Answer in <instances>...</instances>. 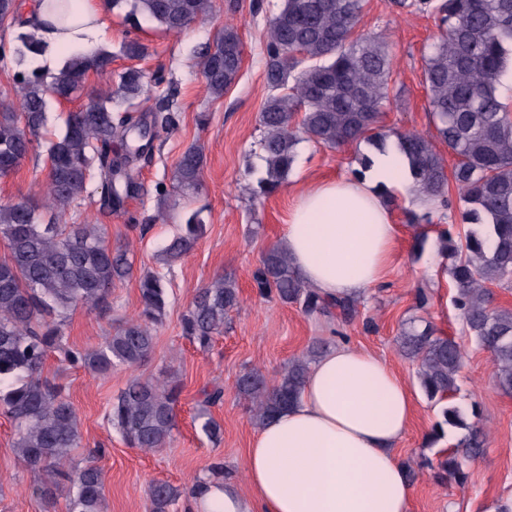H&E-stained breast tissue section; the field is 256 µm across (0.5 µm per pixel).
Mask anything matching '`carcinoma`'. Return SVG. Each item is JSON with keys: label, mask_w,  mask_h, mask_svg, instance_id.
<instances>
[{"label": "carcinoma", "mask_w": 512, "mask_h": 512, "mask_svg": "<svg viewBox=\"0 0 512 512\" xmlns=\"http://www.w3.org/2000/svg\"><path fill=\"white\" fill-rule=\"evenodd\" d=\"M110 8L141 12L169 32H180L208 15L211 0H107ZM406 13L434 16L440 40L424 57V81L435 134L399 128L384 129L382 114L392 103L391 57L381 34L353 37L364 0H281L269 19L265 81L268 96L260 113V149L266 176L253 195L276 193L304 138L329 149L366 143L384 147L388 140L404 155L413 193L430 201L448 202L454 186L461 223L470 225L461 241L448 230L440 234L441 252L455 290L453 306L463 333L492 355L498 386L512 392V309L491 305L489 288L512 282V116L501 101L498 81L512 57V0H392ZM30 31L18 37L12 53L24 59L40 52L34 30L36 15L20 21ZM241 39L236 26L224 25L215 44L203 53L201 67L211 95L221 97L241 70ZM112 72V54L102 50L76 54L52 73L50 81L38 70L21 74L19 111L0 101V178L15 173L46 125V92L70 99L85 87L89 72ZM163 79L150 80L138 68L120 75L117 98L96 94L79 111L68 113L63 132L49 140L48 183L42 202L0 204V240L9 251L0 261V410L14 422L15 454L21 465L39 476L36 491L54 503L67 498V512H106L104 477L92 458L80 465L71 460L81 435L77 414L65 388L42 377L51 351L104 376L118 365L135 366L150 357L155 333L168 306L166 274L156 270L139 277V311L98 347L74 351L67 346L63 321L78 306L110 307L112 286L133 275L128 246H112L100 224H63L60 217L85 192L92 167L104 182L102 205L119 209L140 191L133 156L152 152L160 133L174 129L178 113L170 110L178 95ZM157 93L160 112H139L135 101ZM457 161L448 168L436 143ZM206 156L200 145L180 156L172 190L159 188L157 203L170 193L194 195L202 189ZM205 229L200 212L191 213L161 251L170 267L187 256ZM261 297L297 305L306 315L329 314L348 323L359 314V300L324 299L302 279L284 244L269 247L252 273ZM240 304L235 282L218 276L198 289L181 319L182 335L202 350L212 347L224 331V319ZM402 355L415 362L422 392L443 405L444 426L468 429L459 448L438 460L435 478L462 480L459 455L477 456L487 432L472 406L474 421L463 420L454 403L460 392L463 345L442 336L430 323L413 320L399 336ZM325 352L314 342L270 382L258 369L239 376L238 394L250 399L257 425L297 403L311 364ZM181 385L174 374L160 379L130 380L107 419L132 448L159 451L169 444L176 426L175 407ZM203 401L195 416L211 439L221 433L210 407L224 398V389L201 390ZM224 478V463L212 462L189 492L207 479ZM181 497L167 483L151 485L147 512H170Z\"/></svg>", "instance_id": "1"}]
</instances>
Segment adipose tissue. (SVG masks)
Returning a JSON list of instances; mask_svg holds the SVG:
<instances>
[{
  "label": "adipose tissue",
  "instance_id": "ef3b65f1",
  "mask_svg": "<svg viewBox=\"0 0 512 512\" xmlns=\"http://www.w3.org/2000/svg\"><path fill=\"white\" fill-rule=\"evenodd\" d=\"M75 2V19L62 26L38 0V69L57 70L74 49L93 50L105 38L102 0ZM385 188L411 189L393 148L361 176L298 193L284 242L304 281L326 298L362 296L385 278L397 237ZM413 409L386 362L336 346L311 367L298 404L258 428L244 462L247 490L208 482L191 495V512H407L411 487L395 447Z\"/></svg>",
  "mask_w": 512,
  "mask_h": 512
}]
</instances>
